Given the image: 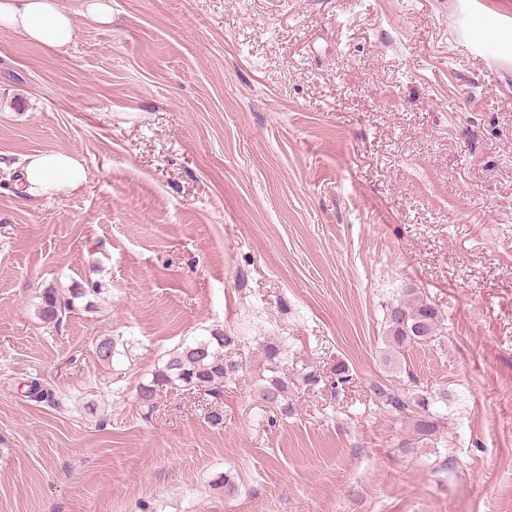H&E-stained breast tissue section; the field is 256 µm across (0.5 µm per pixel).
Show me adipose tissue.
Segmentation results:
<instances>
[{
  "instance_id": "1",
  "label": "adipose tissue",
  "mask_w": 512,
  "mask_h": 512,
  "mask_svg": "<svg viewBox=\"0 0 512 512\" xmlns=\"http://www.w3.org/2000/svg\"><path fill=\"white\" fill-rule=\"evenodd\" d=\"M0 31L20 34L47 50L60 53L71 44L75 25L61 0H0ZM22 190L43 199L79 189L87 171L76 153L49 150L26 157Z\"/></svg>"
}]
</instances>
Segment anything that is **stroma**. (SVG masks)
I'll return each instance as SVG.
<instances>
[{"label":"stroma","instance_id":"35a3bbf8","mask_svg":"<svg viewBox=\"0 0 512 512\" xmlns=\"http://www.w3.org/2000/svg\"><path fill=\"white\" fill-rule=\"evenodd\" d=\"M62 3L66 52L0 32V512H512V0ZM52 149L88 180L28 199L17 163ZM410 288L443 334L407 364L448 394L418 445L373 392ZM213 328L317 382L285 415L248 373L139 407ZM70 308L69 299L61 296L56 288H45L37 314L44 323H57Z\"/></svg>","mask_w":512,"mask_h":512}]
</instances>
